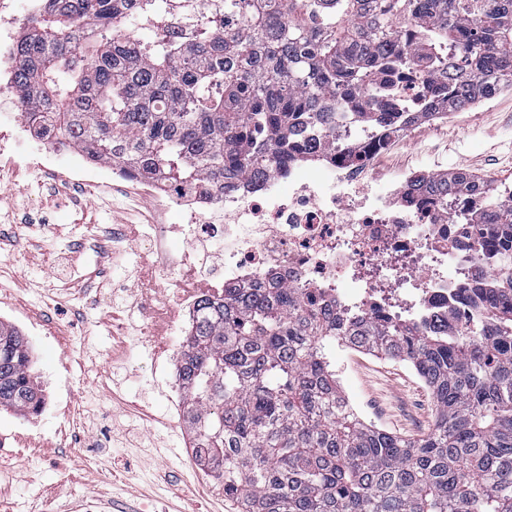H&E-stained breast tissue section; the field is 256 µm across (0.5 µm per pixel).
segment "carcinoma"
Masks as SVG:
<instances>
[{
  "mask_svg": "<svg viewBox=\"0 0 512 512\" xmlns=\"http://www.w3.org/2000/svg\"><path fill=\"white\" fill-rule=\"evenodd\" d=\"M196 36L171 35L172 0H44L24 24L16 107L103 164L222 189L253 170L313 160L306 136L336 120L396 127L382 77L437 76L448 110L512 77V0H223ZM154 20L146 39L122 17ZM235 23L230 25L228 20ZM417 25L419 47L400 24ZM361 91L369 111L352 110ZM462 173L427 187L448 204ZM465 283L479 318L422 330L399 317L340 320L303 288L200 302L180 360L192 447L241 512H512V205L485 192ZM409 363L436 406L417 439L358 417L336 377V346ZM29 341L0 322V409L38 412Z\"/></svg>",
  "mask_w": 512,
  "mask_h": 512,
  "instance_id": "obj_1",
  "label": "carcinoma"
}]
</instances>
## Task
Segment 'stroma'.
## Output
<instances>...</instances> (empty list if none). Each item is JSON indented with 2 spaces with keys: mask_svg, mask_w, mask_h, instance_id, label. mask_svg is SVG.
<instances>
[{
  "mask_svg": "<svg viewBox=\"0 0 512 512\" xmlns=\"http://www.w3.org/2000/svg\"><path fill=\"white\" fill-rule=\"evenodd\" d=\"M30 159L21 146L0 162V322L32 347L43 410H0V512H77L87 499L112 512H235L195 464L188 427L170 423L168 388L152 374L168 343L146 336L131 290L179 269V234L167 233L160 256L141 246L145 214L172 225L177 208L114 189L110 165L94 194L80 195L64 179L75 154H63L53 176ZM436 161L512 186V92L459 123L419 131L384 170ZM116 224L119 239L101 248ZM336 369L369 422L408 438L432 427L435 404L407 364L340 353Z\"/></svg>",
  "mask_w": 512,
  "mask_h": 512,
  "instance_id": "stroma-1",
  "label": "stroma"
}]
</instances>
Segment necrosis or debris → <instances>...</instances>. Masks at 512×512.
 I'll return each instance as SVG.
<instances>
[{
  "instance_id": "necrosis-or-debris-1",
  "label": "necrosis or debris",
  "mask_w": 512,
  "mask_h": 512,
  "mask_svg": "<svg viewBox=\"0 0 512 512\" xmlns=\"http://www.w3.org/2000/svg\"><path fill=\"white\" fill-rule=\"evenodd\" d=\"M39 0L17 11L0 0V93H12L18 31L39 12ZM394 101L413 118L403 129L348 134L346 127L317 139V160L292 162L249 175L225 193L177 183L161 184L113 166L117 186L179 206L181 231L191 258L178 272L177 290L165 299L166 285L135 283L144 298L147 334L170 333L184 342L199 301L225 289L261 288L269 282L307 288L338 315L401 316L421 326L471 324L475 315L460 287L475 269L470 251L476 229L453 223L455 212H470L481 198L455 192L451 205L416 192L428 178L422 168L384 177L381 161L420 124L447 121L429 100V80L417 69L390 78ZM427 113L419 121V113ZM224 242L226 253L211 250Z\"/></svg>"
}]
</instances>
